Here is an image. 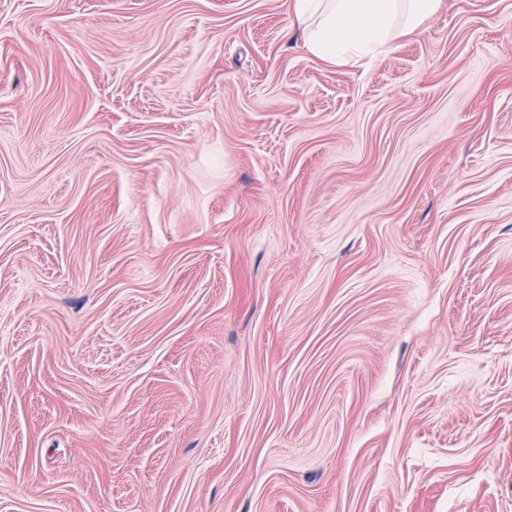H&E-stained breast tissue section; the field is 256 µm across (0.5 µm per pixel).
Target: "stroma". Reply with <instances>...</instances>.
I'll return each mask as SVG.
<instances>
[{
    "mask_svg": "<svg viewBox=\"0 0 512 512\" xmlns=\"http://www.w3.org/2000/svg\"><path fill=\"white\" fill-rule=\"evenodd\" d=\"M295 7L0 0V512H512V0ZM309 51L331 61L375 58L391 51L400 28L435 11L437 0H296Z\"/></svg>",
    "mask_w": 512,
    "mask_h": 512,
    "instance_id": "1",
    "label": "stroma"
}]
</instances>
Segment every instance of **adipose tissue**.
<instances>
[{
  "label": "adipose tissue",
  "mask_w": 512,
  "mask_h": 512,
  "mask_svg": "<svg viewBox=\"0 0 512 512\" xmlns=\"http://www.w3.org/2000/svg\"><path fill=\"white\" fill-rule=\"evenodd\" d=\"M309 51L331 61L388 53L399 29L415 26L438 0H296Z\"/></svg>",
  "instance_id": "obj_1"
}]
</instances>
